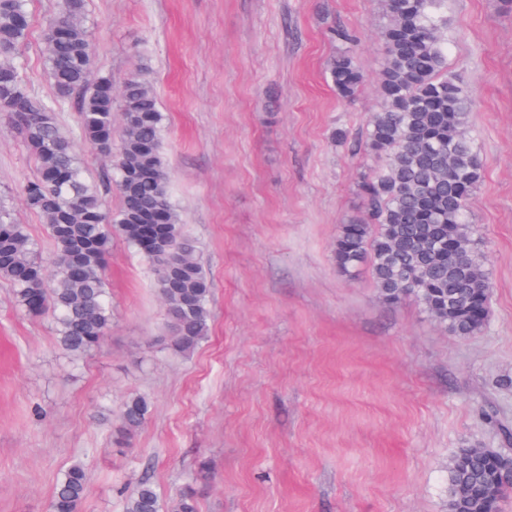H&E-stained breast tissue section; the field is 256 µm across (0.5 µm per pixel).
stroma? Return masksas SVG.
Listing matches in <instances>:
<instances>
[{
    "label": "stroma",
    "instance_id": "obj_1",
    "mask_svg": "<svg viewBox=\"0 0 512 512\" xmlns=\"http://www.w3.org/2000/svg\"><path fill=\"white\" fill-rule=\"evenodd\" d=\"M61 3L30 0L15 56L44 99L43 30ZM448 17V68L474 102L483 172L469 220L490 282L487 324L465 338L415 299L385 303L369 269L348 278L333 258L376 164L362 137L382 108V0H89L94 74L118 85L140 65L158 95L210 328L190 356L165 349L154 273L117 234L103 273L112 323L86 355L65 352L53 318L27 315L0 279V512H47L75 462L81 512H123L144 478L166 503L194 486L199 512H447L452 455H512V0H449ZM338 26L358 36L364 88L351 100L325 74ZM56 119L90 180L114 173L74 101ZM35 173L0 112V206L47 257V226L20 193ZM132 395L149 410L121 446Z\"/></svg>",
    "mask_w": 512,
    "mask_h": 512
}]
</instances>
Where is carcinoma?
<instances>
[{
    "label": "carcinoma",
    "instance_id": "obj_1",
    "mask_svg": "<svg viewBox=\"0 0 512 512\" xmlns=\"http://www.w3.org/2000/svg\"><path fill=\"white\" fill-rule=\"evenodd\" d=\"M87 0H63L45 27V62L55 98L28 90L13 60L30 28L28 0H0V112L10 114L37 162V175L22 187L29 209L47 223L54 243L51 287L47 265L22 224L0 210V278L14 288L28 314L55 315L58 341L73 356L95 348L112 321L103 268L112 247V226L152 263L166 305L167 348L193 353L209 331L211 294L194 258L195 245L181 230L171 202L162 150V113L150 81L130 74L119 95L112 77H92L93 47L84 28ZM379 31L384 49L379 94L382 109L366 132V147L379 165L363 175L361 215L339 226L334 245L338 271L352 277L371 270L382 299L421 301L453 336H472L485 325L490 283L477 253L479 241L467 204L482 178V162L467 135L471 101L448 70V0H384ZM327 73L336 93L355 97L363 75L348 51L330 58ZM76 97L86 143L99 152L112 145V112L124 127L117 178L102 187L86 182L73 143L59 127L57 104ZM117 187L121 208L108 212L102 191ZM148 403L129 398L121 433L139 429ZM494 464L462 449L448 464V512L501 508L507 487L495 482ZM87 491L84 466L75 462L58 479L48 512H79ZM124 512H161L153 482L141 480ZM168 512H198L188 485Z\"/></svg>",
    "mask_w": 512,
    "mask_h": 512
}]
</instances>
